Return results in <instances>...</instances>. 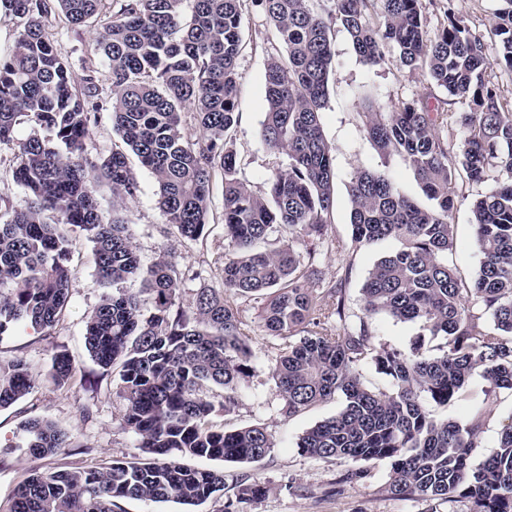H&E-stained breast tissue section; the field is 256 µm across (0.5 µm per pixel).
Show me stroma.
<instances>
[{"label": "stroma", "mask_w": 512, "mask_h": 512, "mask_svg": "<svg viewBox=\"0 0 512 512\" xmlns=\"http://www.w3.org/2000/svg\"><path fill=\"white\" fill-rule=\"evenodd\" d=\"M453 3L458 17L482 33L488 57H496L500 43L493 31V19L499 0H453ZM42 22L48 35L69 58L72 84L83 88L89 64L100 60L96 46L98 27L73 25L56 8ZM243 39L244 49L238 60L239 119L232 141L240 163V178L260 192L267 176L287 164L286 156L270 150L262 138L265 69L271 58L284 55L285 50L264 14L249 2L243 11ZM331 48L327 103L320 120L335 159L336 202L323 239L304 237L295 240L293 246L302 254L315 249L314 287L333 285L338 274L348 273L346 316L348 322L354 323L365 316L361 287L368 272L394 244L383 241L361 246L353 242L347 194L351 177L359 170L380 172L406 195L415 198L420 195L412 170L399 157H383L368 138L362 117L365 100L373 99L384 112L391 111L403 100L421 95L430 96L432 103L444 112H465L469 105L431 86L423 71L401 66L392 49H385L384 59L377 66L364 65L342 28L334 29ZM137 174L141 192L123 216L132 226L133 243L142 260L149 263L165 255L186 270L187 275L180 284L183 302H190L201 289L221 287L227 250L222 223V175H214L212 180L211 223L207 234L186 244L167 225L157 204V187L151 174L143 168ZM493 186L490 180L472 183L459 178L455 181V236L448 260L466 280L471 279L483 261L473 240L472 203ZM71 237L75 272L69 283L68 305L60 321L47 333L19 327L0 337V355L23 358L40 380L32 393L10 407L0 408V512H10L16 486L34 470L62 468L70 463L93 464L141 453L135 436L123 425L124 407L118 396L117 369L101 368L85 347V321L98 305L102 290L97 284L92 243L77 229ZM240 309L246 323L244 332L254 354L252 369L241 385L237 405L228 412L216 411L212 423L228 430L264 427L271 434L274 446L265 458L254 463L188 457L185 465L223 470L224 496L230 500L235 499L241 478L248 477L268 486V494L244 504V512H468L463 502H426L392 495L388 490V460L324 462L302 454L297 446L299 438L315 423L335 415L340 402L335 399L296 415L285 414L272 377L276 341L260 324L258 303L246 300L241 302ZM369 318L375 347L405 350L419 339L430 348L436 344L433 337H421L416 324L399 322L382 314ZM56 351L66 353L75 367L72 383L62 388L45 379L50 356ZM477 409L484 412L486 419L482 445L473 454L478 462L494 452L502 425L512 418V391L489 389L486 381L476 377L461 397L446 405L432 406L431 413L439 420L463 421ZM34 417L48 419L69 431L73 436L70 452L37 460L25 449L12 447L19 424ZM357 469L365 470L366 478L351 479V471Z\"/></svg>", "instance_id": "1"}]
</instances>
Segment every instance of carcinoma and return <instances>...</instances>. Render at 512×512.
Returning a JSON list of instances; mask_svg holds the SVG:
<instances>
[{"mask_svg": "<svg viewBox=\"0 0 512 512\" xmlns=\"http://www.w3.org/2000/svg\"><path fill=\"white\" fill-rule=\"evenodd\" d=\"M56 2L73 25L103 18L98 51L112 85V128L127 151L91 156L85 139L99 113L89 98L102 82L88 69L85 86L70 80L68 56L42 25ZM0 0V22L16 28L14 45L0 55V146L14 151L13 181L29 196L15 210L0 197V337L19 326L48 332L67 305L74 274L71 228L93 244L104 287L132 278L141 290L102 295L85 324V344L101 367H119L124 423L143 455L91 466L34 472L22 483L11 512H117L123 499H176L197 506L224 498V472L191 468L185 456L250 463L274 447L271 435L251 426L226 431L212 425L216 408L230 410L239 398L253 352L242 332L233 297L263 302L265 331L280 340L272 374L283 410L295 415L341 398V408L305 431L297 447L323 461H390L388 490L398 497L453 502L470 512H512V421L500 430L497 449L474 466L484 413L464 422L436 420L431 404L457 398L472 376L512 391V111L497 101L485 80L491 64L512 73V0H500L494 25L500 54L490 60L483 36L470 29L446 0L444 21L429 35L421 0H251L272 24L286 55L265 71L266 146L288 157L283 169L254 191L238 177L232 147L238 122L237 60L243 50L244 0ZM339 23L360 61L375 66L385 48L401 65L423 70L450 97L471 108L455 121L468 135L448 142V114L431 110L428 97L403 101L392 112L368 102L364 126L385 156L412 170L427 203L404 194L388 177L361 170L347 191L352 239L361 245L393 240L361 288L366 316L341 330L328 324L346 318V279L319 290L311 286L306 257L291 248L263 249L273 236L304 232L322 238L334 206L336 171L320 114L331 74V29ZM191 112L200 137L182 134V113ZM32 132L22 137L18 125ZM132 152L158 187L157 203L178 237L196 242L208 232L212 174L224 176L222 287L204 289L192 303L179 296L181 273L163 256L142 263L126 221L104 214L96 187L112 192V211L140 194ZM506 172L489 194L472 204L474 242L483 255L471 281L448 264L456 208L453 182L472 183ZM483 304L490 321L470 310ZM385 314L442 337L436 351L376 349L369 316ZM374 364L389 378L388 391L373 389L359 367ZM74 373L64 352L52 356L58 386ZM38 385L27 363L0 358V408ZM222 390L214 403L209 392ZM18 448L35 457L72 447L69 432L48 420L24 421ZM270 488L241 483L235 504L261 498Z\"/></svg>", "mask_w": 512, "mask_h": 512, "instance_id": "obj_1", "label": "carcinoma"}]
</instances>
